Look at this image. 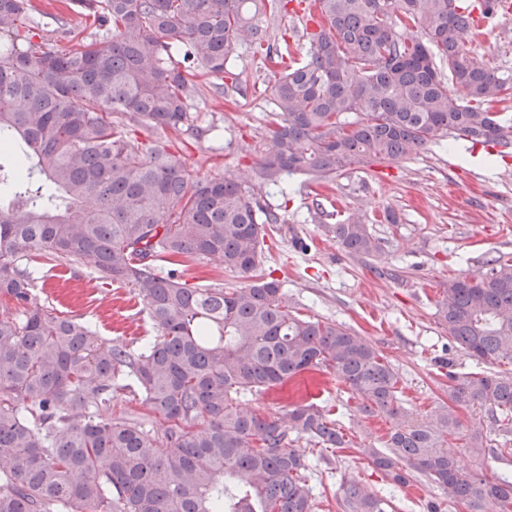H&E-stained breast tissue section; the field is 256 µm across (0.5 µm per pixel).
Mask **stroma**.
Returning <instances> with one entry per match:
<instances>
[{
    "label": "stroma",
    "mask_w": 512,
    "mask_h": 512,
    "mask_svg": "<svg viewBox=\"0 0 512 512\" xmlns=\"http://www.w3.org/2000/svg\"><path fill=\"white\" fill-rule=\"evenodd\" d=\"M468 48L477 62L511 76L512 14L489 19ZM231 70L224 97L208 89L188 103L194 128L205 130V138L191 131L172 137L191 178L235 177L260 206L278 212L280 223L267 227L261 269L281 281L293 311L343 324L371 343L398 373L403 403L416 415L446 404L449 372L477 365L449 340L436 311L449 279L484 271L486 260L512 253V155L493 156L451 135L408 159L352 166L321 185L291 176L283 194L255 174L274 109V75L246 43L234 49ZM387 212L396 214L397 223L383 221ZM351 213L371 219L382 246L377 256H352L337 244L331 227ZM32 265L40 274L33 290L38 304L132 349L153 336L142 298L97 279L90 263L60 265L37 254ZM310 393L349 439L382 447L390 422L365 418L347 386L326 375L309 373L289 390L241 395L237 403L270 415L283 412L289 398ZM351 481L387 496L395 512H466L426 478L392 484L348 448L323 451L311 474L315 512H340L341 488Z\"/></svg>",
    "instance_id": "35a3bbf8"
}]
</instances>
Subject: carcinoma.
<instances>
[{"label": "carcinoma", "mask_w": 512, "mask_h": 512, "mask_svg": "<svg viewBox=\"0 0 512 512\" xmlns=\"http://www.w3.org/2000/svg\"><path fill=\"white\" fill-rule=\"evenodd\" d=\"M494 2L317 0L323 23L307 32L300 62L272 55L251 23L262 0H70L54 15L62 50L19 48L31 43L37 7L0 0V512H314L310 462L294 440L349 448L337 421L312 401L280 415L235 404L312 370L347 385L363 415L392 420L384 449L355 446L389 481L417 473L469 512H512V475L466 463L512 457V374L450 373L448 404L414 416L372 345L300 317L277 279L256 275L265 225L280 215L232 177L190 180L152 140L191 126L187 101L203 92L194 72L224 93L230 53L247 41L281 66L256 170L264 183L326 181L450 134L507 148L512 119L493 105L512 79L467 49V17L488 18ZM89 28L104 33L88 38ZM332 232L351 255L381 249L361 217ZM34 250L88 260L98 278L132 288L157 335L131 350L34 303ZM187 260L242 284L191 286ZM158 261L172 268L162 275ZM444 291L436 315L448 336L479 365L512 363V256ZM119 388L160 430L108 415ZM476 408L488 425L463 424L459 411ZM339 506L392 512L356 482Z\"/></svg>", "instance_id": "1"}]
</instances>
